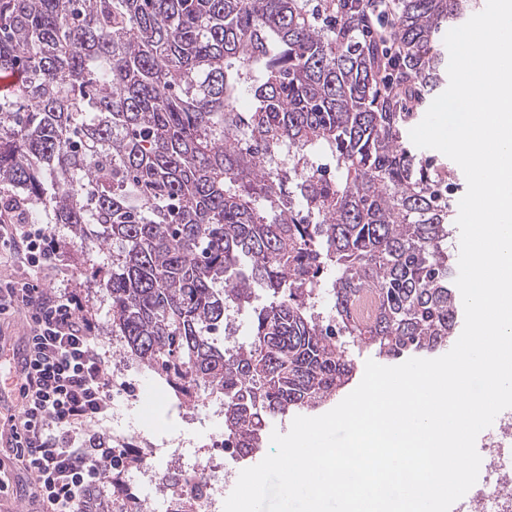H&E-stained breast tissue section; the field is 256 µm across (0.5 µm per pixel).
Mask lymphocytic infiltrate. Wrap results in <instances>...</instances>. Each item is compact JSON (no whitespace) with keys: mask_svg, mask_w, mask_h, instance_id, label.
<instances>
[{"mask_svg":"<svg viewBox=\"0 0 512 512\" xmlns=\"http://www.w3.org/2000/svg\"><path fill=\"white\" fill-rule=\"evenodd\" d=\"M20 264L0 278V324L24 315L22 359L7 374L12 411L0 429L21 430L0 448V501L29 490V512H89L112 442L98 430L112 407V377L96 352L97 322L81 297L46 288L59 247L45 228L0 213V260Z\"/></svg>","mask_w":512,"mask_h":512,"instance_id":"lymphocytic-infiltrate-1","label":"lymphocytic infiltrate"}]
</instances>
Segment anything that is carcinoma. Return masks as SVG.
I'll return each instance as SVG.
<instances>
[{
	"instance_id": "1",
	"label": "carcinoma",
	"mask_w": 512,
	"mask_h": 512,
	"mask_svg": "<svg viewBox=\"0 0 512 512\" xmlns=\"http://www.w3.org/2000/svg\"><path fill=\"white\" fill-rule=\"evenodd\" d=\"M319 2L341 20L306 0H0V73L20 76L0 97V208L95 225L112 335L182 401L223 397L251 456L269 420L342 395L352 348L434 354L459 323L438 194L455 171L402 130L445 84L443 26L480 0H395L372 35L364 0ZM257 288L251 341L216 347Z\"/></svg>"
}]
</instances>
